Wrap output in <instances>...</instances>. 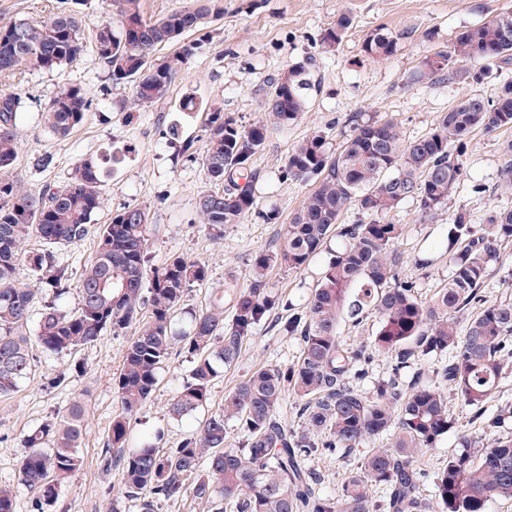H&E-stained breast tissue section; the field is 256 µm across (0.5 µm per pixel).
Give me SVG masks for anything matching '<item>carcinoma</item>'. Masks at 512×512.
Listing matches in <instances>:
<instances>
[{
	"mask_svg": "<svg viewBox=\"0 0 512 512\" xmlns=\"http://www.w3.org/2000/svg\"><path fill=\"white\" fill-rule=\"evenodd\" d=\"M117 24L103 21L93 30L95 60L116 84L130 83L137 105L164 100L183 65L194 54L185 43L168 61L156 63L155 51L178 43L214 13L215 0L146 19L141 0H106ZM351 21L346 16L324 29L320 45L338 46ZM85 26L70 0H56L47 19L0 26V75L15 77L28 67L60 70L87 51ZM398 36L380 27L363 41L361 53L372 60L391 57ZM425 58L414 80L426 83H481L490 70L512 64V9L456 32L448 49ZM314 54L289 66L271 81L264 119L248 127L218 109L206 113L208 144L202 157L207 180L223 187L200 196L202 223L216 238L224 225L239 224L258 210L253 184L260 171L252 165L271 129H286L304 112ZM22 96L0 90V396L14 392L35 367L23 328L33 316L32 291L15 282L16 266L26 261L38 273L48 298L37 319L36 341L46 355L92 346L101 337L118 336L133 323L141 305L150 320L127 345L120 371L112 378L118 412L103 449L102 469L118 466L123 485L118 495L154 512L155 503L190 490L206 512H487L492 501H512V432L486 445L460 438L448 461L429 474L419 461L454 427L448 398L488 421L485 406L512 370V301L483 307L463 323L459 315L481 301L480 288L504 241L512 239V208L492 210L484 223L472 224L469 211L457 209L444 230L451 273L445 287L423 302L413 283L401 277L398 248L402 228L389 216L405 202L417 205L426 221L448 205L464 168L466 138L475 129L512 127V81L495 98L462 97L436 117L429 131L405 139L398 123L362 112L350 115V133L332 149L315 131L288 154L286 179L313 181L285 231L283 250L262 251L254 259L251 282L230 281L208 306L187 310L188 328L176 334L172 321L193 284L208 279V266L173 255L160 268L148 260V215L137 207L112 214L108 224L94 223L103 203V164L78 161L68 180L39 195L21 190L10 174L20 148ZM90 101L77 86L65 87L42 114L54 137H68L81 126ZM500 179L512 186V141L502 147ZM355 206L362 219L342 222ZM262 214V213H260ZM267 221L276 218L269 211ZM49 248L27 253L32 235ZM94 236L97 253L77 286L55 248ZM338 241L336 248L331 240ZM327 258L316 288L300 308H284L269 288L268 269L280 262L300 269L313 257ZM76 292L69 312L62 302ZM231 319L224 321V308ZM379 319L367 345L350 348L339 336L341 321ZM298 339L300 351L289 366L266 365L224 393L223 407L208 415L174 448H162L161 434L136 438L131 421L151 397L160 371L178 344L192 358L189 377L168 407L171 419L192 418L207 405L215 381L236 364L245 340L265 323ZM393 363L392 375L366 392L360 382L373 355ZM437 359L436 380L426 381L416 366ZM77 365L47 382L67 384ZM299 402L300 424L289 426L277 415L286 396ZM245 435L238 448L226 444V424ZM89 433V411L80 397L65 413L52 416L22 439L19 481L31 492V512H47L62 486L82 466L80 447ZM387 439L381 448L360 450L366 442ZM358 454L354 472L335 496L316 491L319 478L307 466L320 450ZM432 483L433 495L422 485Z\"/></svg>",
	"mask_w": 512,
	"mask_h": 512,
	"instance_id": "carcinoma-1",
	"label": "carcinoma"
}]
</instances>
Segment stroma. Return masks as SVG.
Listing matches in <instances>:
<instances>
[{
	"label": "stroma",
	"mask_w": 512,
	"mask_h": 512,
	"mask_svg": "<svg viewBox=\"0 0 512 512\" xmlns=\"http://www.w3.org/2000/svg\"><path fill=\"white\" fill-rule=\"evenodd\" d=\"M222 13L188 32L194 55L173 83L166 100L133 107L132 89L115 84L106 70L86 52L80 60L59 71L29 68L18 78L0 76V89L21 93L26 107L20 124V148L11 170L24 190L39 194L62 185L74 165L85 158H115L103 186V205L96 223H109L122 207H138L148 214L149 264L162 266L174 254L204 262L210 277L190 288L185 296L189 308H205L225 281L238 287L249 285L256 254L283 248L285 228L313 183L283 179L280 168L289 152L312 132L321 130L332 146L344 139V122L351 113L394 118L404 137L429 131L435 118L466 94L495 97L498 87L512 80V65L492 71L478 84H418L412 76L421 61L446 49L463 27L478 23L512 6V0H219ZM348 16L351 25L340 45L322 52L319 38L328 24ZM400 34L393 56L383 61L364 59L363 40L377 27ZM317 54L320 65L312 75L315 85L301 118L288 129L270 130L265 144L253 158L262 179L257 185L261 211L276 210V222L259 215L224 227L223 238L210 236L197 211L199 197L214 191L207 181L201 158L207 135L201 109L215 107L249 124L262 115V102L269 82L289 65ZM76 85L87 93L91 107L87 120L65 139L47 133L41 114L65 85ZM193 96L197 111L183 110L185 96ZM178 137H171L170 127ZM512 139V130H477L467 140L464 171L453 194L450 209L466 208L474 221L500 207L512 208V187L498 179L500 148ZM50 157L42 166V157ZM392 223L401 225L398 242L404 256L403 275L415 285L421 300H428L448 281V255L443 246L447 215L436 221L421 220L415 204L407 202L391 213ZM429 252L434 262L421 268L417 255ZM321 260L300 269L276 264L268 272L270 288L294 305H303L315 287ZM484 304L512 300V241L501 247L481 293ZM139 331L131 325L118 336L105 335L94 346L72 355L49 357L35 352L36 374L13 393L0 397V484L13 486L16 512H29L30 491L19 480L21 439L24 433L47 417L64 411L75 394H89L90 432L81 453L83 464L65 484L52 512H100L108 495L122 485L120 468L103 471L101 454L107 445L112 418L117 411L112 378L122 366L127 344ZM299 344L260 326L245 341L235 366L225 371L211 390L205 413L218 410L224 394L261 365L286 366L296 361ZM81 362L86 371L58 389L44 385L45 374L71 362ZM191 362L186 353L173 349L160 373L151 398L140 410L132 427L136 434L162 433L165 447L176 446L193 427L177 422L168 407L186 381ZM448 407L454 428L433 448L421 452L424 464L439 467L447 461L461 435L492 442L498 429L472 422L456 401ZM348 453L318 455L311 466L320 475L324 494H337L354 467Z\"/></svg>",
	"instance_id": "1"
}]
</instances>
